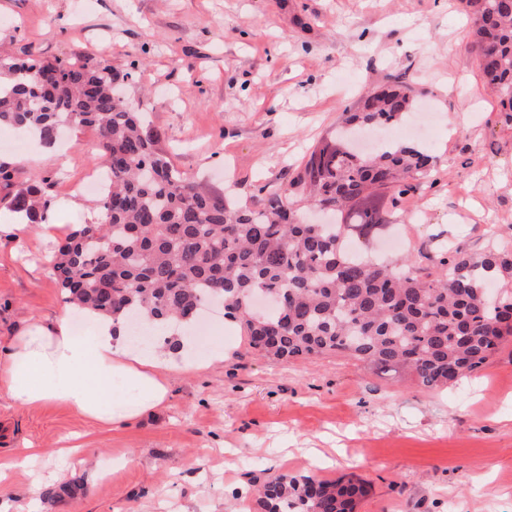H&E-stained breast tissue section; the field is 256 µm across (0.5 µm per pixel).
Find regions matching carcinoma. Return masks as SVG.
Listing matches in <instances>:
<instances>
[{
  "label": "carcinoma",
  "mask_w": 512,
  "mask_h": 512,
  "mask_svg": "<svg viewBox=\"0 0 512 512\" xmlns=\"http://www.w3.org/2000/svg\"><path fill=\"white\" fill-rule=\"evenodd\" d=\"M485 84L512 111V0H462ZM0 134L27 128L53 143L63 126L97 130L94 162L109 170L98 217L62 240L52 263L66 301L129 325L149 314L170 333L214 297L249 347L277 360L345 353L381 372L405 371L430 389L478 370L512 338V291L498 301L484 283L512 278V250L479 257L442 250L433 270L406 254L385 263L348 251L400 217L402 198L427 178L433 157L383 143L364 153L354 135L410 114L409 85L363 95L348 128L319 142L279 193L243 207L176 169L141 113L116 92L100 60L46 61L34 51L0 66ZM0 162V204L44 222L50 179ZM80 485L51 498L63 507ZM368 485L352 477L267 475L262 512H356Z\"/></svg>",
  "instance_id": "obj_1"
}]
</instances>
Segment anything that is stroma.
Returning <instances> with one entry per match:
<instances>
[{"label": "stroma", "mask_w": 512, "mask_h": 512, "mask_svg": "<svg viewBox=\"0 0 512 512\" xmlns=\"http://www.w3.org/2000/svg\"><path fill=\"white\" fill-rule=\"evenodd\" d=\"M460 0H0V57L107 60L125 74L175 166L240 203L277 191L360 94L388 76L416 97V128L390 135L434 159L393 226L412 252L512 248V112L486 88ZM87 129L52 151H11L23 175H56L58 224L96 199L59 183L93 167ZM56 241L0 236V344L35 319L69 316L49 265ZM223 361L175 373L169 397L131 423L103 426L57 404L0 400V492L49 512L47 488L82 492L62 512H259L266 472L371 486L358 512H512V342L474 375L428 390L345 354L280 363L223 319ZM35 461L21 463L23 447ZM71 447L65 461L56 449Z\"/></svg>", "instance_id": "1"}]
</instances>
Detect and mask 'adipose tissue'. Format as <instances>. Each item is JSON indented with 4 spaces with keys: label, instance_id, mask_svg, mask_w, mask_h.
<instances>
[{
    "label": "adipose tissue",
    "instance_id": "1",
    "mask_svg": "<svg viewBox=\"0 0 512 512\" xmlns=\"http://www.w3.org/2000/svg\"><path fill=\"white\" fill-rule=\"evenodd\" d=\"M90 319L86 335L76 334L63 316L32 322L0 345V398L19 407L61 404L121 425L166 401L169 372L202 370L224 358L217 337L203 356L198 337L182 336L177 361L155 345L134 351L122 326L95 313Z\"/></svg>",
    "mask_w": 512,
    "mask_h": 512
}]
</instances>
